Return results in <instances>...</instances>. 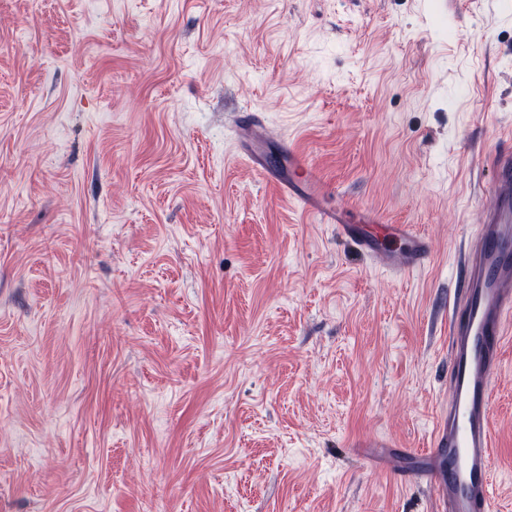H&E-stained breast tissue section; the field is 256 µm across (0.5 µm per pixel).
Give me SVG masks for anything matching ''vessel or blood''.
<instances>
[{
	"mask_svg": "<svg viewBox=\"0 0 512 512\" xmlns=\"http://www.w3.org/2000/svg\"><path fill=\"white\" fill-rule=\"evenodd\" d=\"M241 153L254 171L287 198L368 255L381 253L363 227L381 223L377 212L355 213L332 206L327 189L306 153L281 139L277 156L266 149L268 135L258 118L242 114L237 125ZM494 175L485 188L486 203L465 255L462 293L450 310L448 401L440 412L431 443L422 452L426 483L435 488L440 512H492V386L507 328L512 325V150L493 158ZM390 235L403 245L385 254L402 272L424 266L429 243L407 224H393Z\"/></svg>",
	"mask_w": 512,
	"mask_h": 512,
	"instance_id": "obj_1",
	"label": "vessel or blood"
}]
</instances>
